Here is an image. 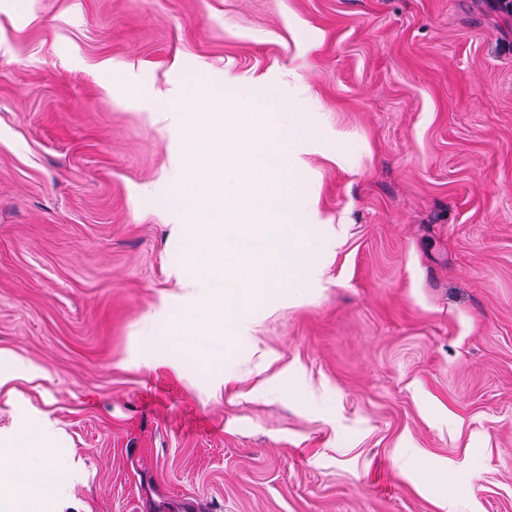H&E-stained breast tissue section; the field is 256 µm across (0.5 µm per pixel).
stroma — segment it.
Wrapping results in <instances>:
<instances>
[{
	"label": "stroma",
	"instance_id": "obj_1",
	"mask_svg": "<svg viewBox=\"0 0 512 512\" xmlns=\"http://www.w3.org/2000/svg\"><path fill=\"white\" fill-rule=\"evenodd\" d=\"M292 71L325 146L293 179L319 278L250 307L223 361L167 335L145 361L184 200L149 98ZM0 354V455L53 423L55 512H512V15L0 0Z\"/></svg>",
	"mask_w": 512,
	"mask_h": 512
}]
</instances>
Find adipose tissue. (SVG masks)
<instances>
[{"instance_id": "1", "label": "adipose tissue", "mask_w": 512, "mask_h": 512, "mask_svg": "<svg viewBox=\"0 0 512 512\" xmlns=\"http://www.w3.org/2000/svg\"><path fill=\"white\" fill-rule=\"evenodd\" d=\"M49 430H28L15 434L14 451L0 461V488L6 489L8 512H41L47 492L57 486L62 475L47 458L29 456L28 448L48 447Z\"/></svg>"}]
</instances>
